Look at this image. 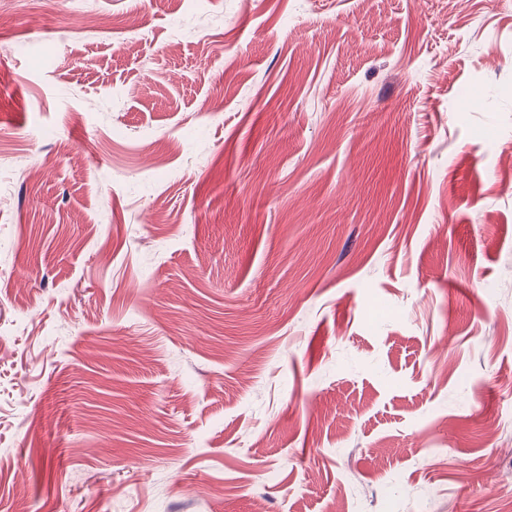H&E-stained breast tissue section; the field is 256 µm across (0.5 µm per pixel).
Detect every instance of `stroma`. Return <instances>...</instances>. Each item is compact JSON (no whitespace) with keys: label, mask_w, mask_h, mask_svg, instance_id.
I'll return each instance as SVG.
<instances>
[{"label":"stroma","mask_w":512,"mask_h":512,"mask_svg":"<svg viewBox=\"0 0 512 512\" xmlns=\"http://www.w3.org/2000/svg\"><path fill=\"white\" fill-rule=\"evenodd\" d=\"M0 14V512H503L512 0Z\"/></svg>","instance_id":"obj_1"}]
</instances>
